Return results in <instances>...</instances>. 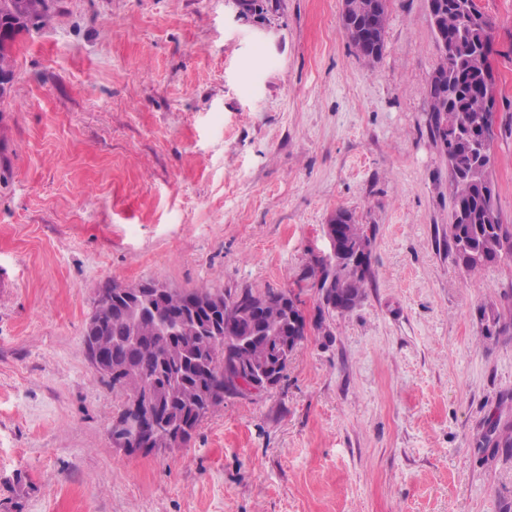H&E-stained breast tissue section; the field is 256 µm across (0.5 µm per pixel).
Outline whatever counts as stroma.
Instances as JSON below:
<instances>
[{"label":"stroma","mask_w":512,"mask_h":512,"mask_svg":"<svg viewBox=\"0 0 512 512\" xmlns=\"http://www.w3.org/2000/svg\"><path fill=\"white\" fill-rule=\"evenodd\" d=\"M491 177L512 227V0ZM56 0L0 96V512H512V251L448 252L429 0L358 58L341 0ZM374 227L357 307L188 446L112 445L126 396L84 346L100 288L299 291L336 210Z\"/></svg>","instance_id":"1"}]
</instances>
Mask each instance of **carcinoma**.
<instances>
[{
    "label": "carcinoma",
    "mask_w": 512,
    "mask_h": 512,
    "mask_svg": "<svg viewBox=\"0 0 512 512\" xmlns=\"http://www.w3.org/2000/svg\"><path fill=\"white\" fill-rule=\"evenodd\" d=\"M52 0H0V96L14 78L12 51L1 48L12 44L29 22L49 17ZM442 12L435 34L440 61L435 72L448 76L450 94L429 93L428 128L431 136L445 145L448 157L453 207L462 219L449 225L448 247L455 262L466 271L491 263L504 249H512V230L501 222L496 206V189L491 179V151L473 136L474 127L486 119L487 105L483 82L487 54L494 36L477 20H470L473 0H438ZM348 223L343 236L350 247L369 242V228L342 211ZM308 278L317 291L336 293L344 301L319 306L317 329H324L326 317L353 310L364 294L372 272L358 276L343 261L313 262ZM139 283L126 287V293L112 303V309L99 315L106 336L99 347L110 356L108 382L126 392L138 384H148L162 392L163 413L183 431L180 444L190 441L202 417L195 413V400L212 387L224 396L237 397L234 378L238 370L260 359H269L273 371L282 375L294 350L304 339L305 318L300 310L272 309L257 324L242 320L241 328L254 337L248 346L238 336L224 331V314L190 300L237 301L242 294L265 299L285 294L283 290L264 292L200 287L192 290L167 289L164 300L153 309H142L137 301ZM283 337L286 347L269 350L266 336Z\"/></svg>",
    "instance_id": "cac0c4a2"
}]
</instances>
